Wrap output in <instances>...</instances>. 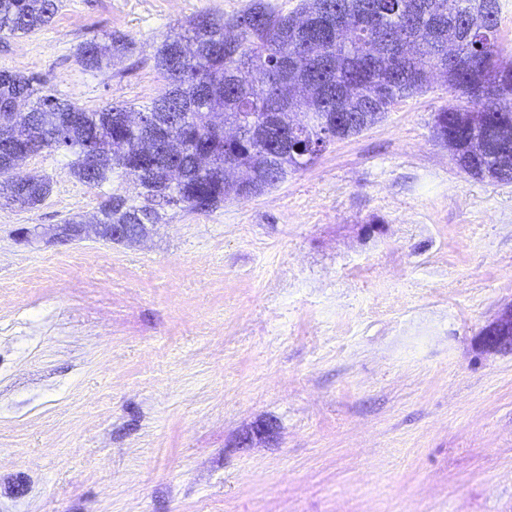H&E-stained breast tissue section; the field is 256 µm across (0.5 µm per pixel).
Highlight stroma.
<instances>
[{"instance_id": "stroma-1", "label": "stroma", "mask_w": 512, "mask_h": 512, "mask_svg": "<svg viewBox=\"0 0 512 512\" xmlns=\"http://www.w3.org/2000/svg\"><path fill=\"white\" fill-rule=\"evenodd\" d=\"M249 0H61L0 69L89 111L139 110L163 34ZM130 50L85 70V40ZM434 82L277 188L166 209L140 244L17 232L98 210L71 157L33 209L0 205V512H512V181L433 135ZM481 344L490 352L512 350V304L501 310L480 334Z\"/></svg>"}]
</instances>
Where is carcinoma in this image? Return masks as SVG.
<instances>
[{
	"mask_svg": "<svg viewBox=\"0 0 512 512\" xmlns=\"http://www.w3.org/2000/svg\"><path fill=\"white\" fill-rule=\"evenodd\" d=\"M474 0H300L290 13L266 0H251L227 18L199 13L183 32L165 37L154 54L168 81L142 107L149 124L124 120L127 107L87 111L62 99L38 75L0 69V111L15 118L8 150H62L73 156L76 178L100 188L113 175L139 182L143 201L119 194L102 202L99 224H160L161 210L195 209L207 196L219 203L244 200L227 175L231 166L253 173L260 191L314 163L328 145L368 129L403 98L439 78L464 98L434 117L436 139L452 159L478 179L512 181V59L498 46L501 6L484 16ZM57 0H0V39L26 35L49 24ZM380 14L377 28L362 25L367 10ZM236 30L241 51L224 52V30ZM458 52L448 64V44ZM129 50L125 36L84 41L78 60L100 71ZM344 112L351 123L327 127L316 118ZM238 129L233 139L224 123ZM166 134L181 140L183 179L166 184V159L157 149ZM101 161L89 166V151ZM209 155L201 171L197 158ZM47 178L19 174L0 182V203L36 208L50 193Z\"/></svg>",
	"mask_w": 512,
	"mask_h": 512,
	"instance_id": "cac0c4a2",
	"label": "carcinoma"
}]
</instances>
